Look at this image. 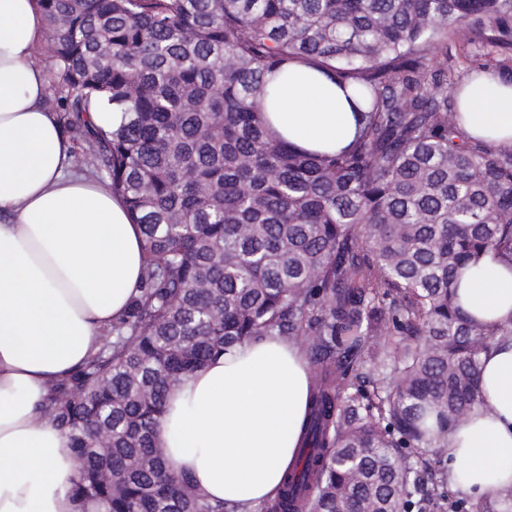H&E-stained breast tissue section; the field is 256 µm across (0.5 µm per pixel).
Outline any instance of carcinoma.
Wrapping results in <instances>:
<instances>
[{"mask_svg":"<svg viewBox=\"0 0 512 512\" xmlns=\"http://www.w3.org/2000/svg\"><path fill=\"white\" fill-rule=\"evenodd\" d=\"M56 106L141 225L143 285L45 412L82 512H224L154 435L168 390L229 348L309 340L311 409L263 512H425L418 458L474 403L495 333L456 303L462 268L512 258V149L457 121L448 43L512 81V0H37ZM314 68L352 141L269 134L265 75ZM92 112H118L110 130Z\"/></svg>","mask_w":512,"mask_h":512,"instance_id":"1","label":"carcinoma"}]
</instances>
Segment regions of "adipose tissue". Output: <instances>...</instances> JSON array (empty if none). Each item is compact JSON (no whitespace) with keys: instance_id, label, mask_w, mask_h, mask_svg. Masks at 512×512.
I'll return each instance as SVG.
<instances>
[{"instance_id":"adipose-tissue-1","label":"adipose tissue","mask_w":512,"mask_h":512,"mask_svg":"<svg viewBox=\"0 0 512 512\" xmlns=\"http://www.w3.org/2000/svg\"><path fill=\"white\" fill-rule=\"evenodd\" d=\"M46 37L37 0H0V512H77L76 461L41 403L141 286L140 225L110 190L73 173V145L45 105L46 75L30 59ZM267 90L277 136L310 152L352 140L344 93L315 69L269 74ZM460 125L512 148V82L469 78ZM457 297L480 325L512 323V259L472 261ZM309 408L303 350L269 336L173 386L155 440L203 495L254 512L278 497ZM444 448L449 483L474 505L512 500V336L482 354L477 400Z\"/></svg>"}]
</instances>
